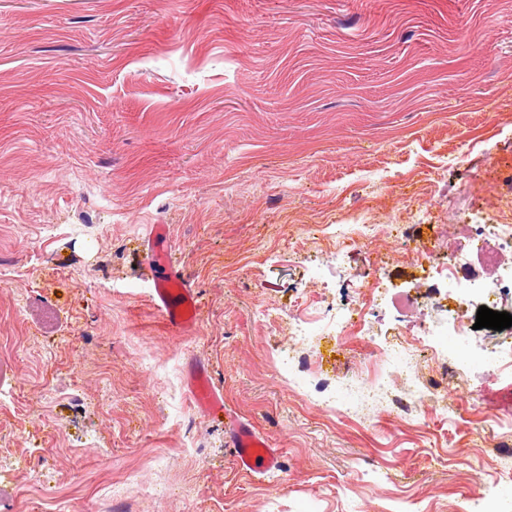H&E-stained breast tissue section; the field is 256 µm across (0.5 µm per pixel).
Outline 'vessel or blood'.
Masks as SVG:
<instances>
[{"instance_id": "b4317fda", "label": "vessel or blood", "mask_w": 512, "mask_h": 512, "mask_svg": "<svg viewBox=\"0 0 512 512\" xmlns=\"http://www.w3.org/2000/svg\"><path fill=\"white\" fill-rule=\"evenodd\" d=\"M148 269L154 307L162 313L172 328L183 333L191 332L198 315L199 302L194 290L171 260L166 225L157 224L152 229L148 241ZM187 386L200 410L209 414L223 411V397L213 386L204 366L191 368ZM226 425L235 455L243 469L269 472L279 468V450L270 447L250 424L230 415L226 418Z\"/></svg>"}]
</instances>
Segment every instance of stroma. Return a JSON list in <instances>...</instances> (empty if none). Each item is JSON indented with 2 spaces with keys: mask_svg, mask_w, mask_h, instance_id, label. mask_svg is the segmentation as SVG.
<instances>
[{
  "mask_svg": "<svg viewBox=\"0 0 512 512\" xmlns=\"http://www.w3.org/2000/svg\"><path fill=\"white\" fill-rule=\"evenodd\" d=\"M507 169L512 0H0V512H512V374L351 393L371 344L445 319L399 227L454 245ZM362 215L337 264L325 225ZM156 224L188 335L150 301ZM380 267L364 341L292 340ZM195 360L278 470H241ZM187 386L198 408L208 414L224 411V401L221 394L213 386L207 369L196 365L188 373ZM505 431L502 433L501 440L497 443L500 448L499 465H500V478L512 479V426L511 423L502 424Z\"/></svg>",
  "mask_w": 512,
  "mask_h": 512,
  "instance_id": "obj_1",
  "label": "stroma"
}]
</instances>
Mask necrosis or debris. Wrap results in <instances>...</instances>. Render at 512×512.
<instances>
[{"mask_svg": "<svg viewBox=\"0 0 512 512\" xmlns=\"http://www.w3.org/2000/svg\"><path fill=\"white\" fill-rule=\"evenodd\" d=\"M440 244L434 240L415 239L413 260L423 268L426 278L446 286L448 324L446 335L431 334L428 344L419 339L386 343L378 349L369 368L366 386L357 388L360 400L366 401L386 386L391 364L398 360H415L428 356L448 376L466 375V367L477 361L495 368H512V341L499 347L474 353L465 346L448 347L446 336H464L470 329V313L485 306L498 311L505 297H512V266H504L502 257L512 252V217L498 216L491 224L473 225L468 251L454 250L435 261Z\"/></svg>", "mask_w": 512, "mask_h": 512, "instance_id": "obj_1", "label": "necrosis or debris"}]
</instances>
